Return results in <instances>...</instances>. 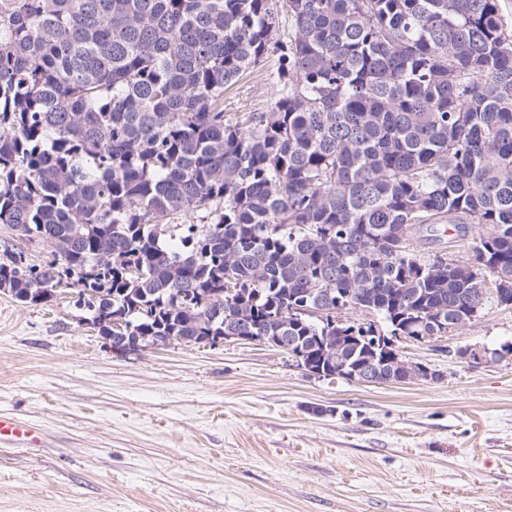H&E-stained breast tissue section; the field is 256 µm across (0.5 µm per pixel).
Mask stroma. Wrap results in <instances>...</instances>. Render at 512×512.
<instances>
[{
    "label": "stroma",
    "mask_w": 512,
    "mask_h": 512,
    "mask_svg": "<svg viewBox=\"0 0 512 512\" xmlns=\"http://www.w3.org/2000/svg\"><path fill=\"white\" fill-rule=\"evenodd\" d=\"M279 67L227 87L225 111L267 110ZM74 301L0 294V415L42 433L0 447V512H512V359L453 355L512 342V308L403 342L437 380L368 384L261 343L121 354ZM489 351H491L490 357H493V354L496 353L497 351L512 353V343H504L500 345L499 348H495L492 350L481 345H470L462 349L456 350V354L455 352L454 354L456 357L463 359L468 363L482 364L491 361V359L488 356Z\"/></svg>",
    "instance_id": "35a3bbf8"
}]
</instances>
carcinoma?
<instances>
[{
    "label": "carcinoma",
    "instance_id": "obj_1",
    "mask_svg": "<svg viewBox=\"0 0 512 512\" xmlns=\"http://www.w3.org/2000/svg\"><path fill=\"white\" fill-rule=\"evenodd\" d=\"M274 50L279 97L224 112ZM441 221L474 230L470 261L423 256L409 231ZM0 224L49 249L1 258L0 285L71 279L114 336H288L317 367L336 331L293 306L462 327L512 285L499 0H0ZM227 288L219 313L185 305Z\"/></svg>",
    "mask_w": 512,
    "mask_h": 512
}]
</instances>
